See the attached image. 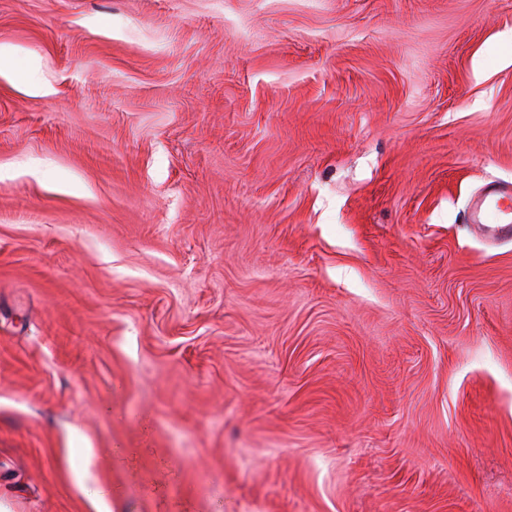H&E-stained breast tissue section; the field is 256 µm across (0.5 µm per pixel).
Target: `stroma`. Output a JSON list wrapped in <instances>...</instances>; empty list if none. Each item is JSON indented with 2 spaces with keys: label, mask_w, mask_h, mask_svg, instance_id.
<instances>
[{
  "label": "stroma",
  "mask_w": 512,
  "mask_h": 512,
  "mask_svg": "<svg viewBox=\"0 0 512 512\" xmlns=\"http://www.w3.org/2000/svg\"><path fill=\"white\" fill-rule=\"evenodd\" d=\"M7 512H512V0H0ZM470 219L489 239L512 237V182L489 184L473 199Z\"/></svg>",
  "instance_id": "stroma-1"
}]
</instances>
